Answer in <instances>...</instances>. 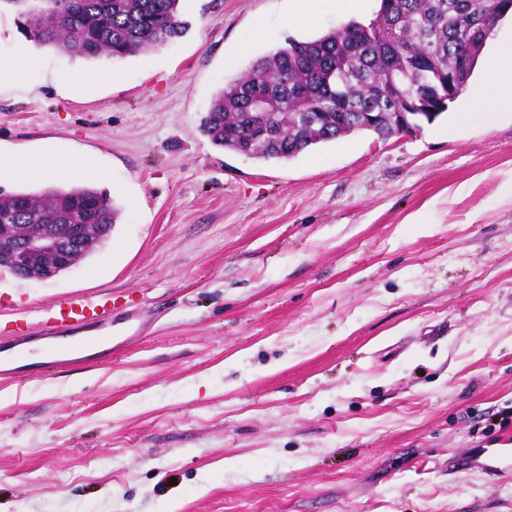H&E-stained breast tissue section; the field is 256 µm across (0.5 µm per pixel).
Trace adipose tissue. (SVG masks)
<instances>
[{"instance_id":"1","label":"adipose tissue","mask_w":512,"mask_h":512,"mask_svg":"<svg viewBox=\"0 0 512 512\" xmlns=\"http://www.w3.org/2000/svg\"><path fill=\"white\" fill-rule=\"evenodd\" d=\"M484 78L469 90L471 101L480 109L485 123H493L498 112L512 111V51L487 54L482 61ZM88 180L104 178L94 159L64 153L45 152L31 155L0 153V177L53 183L72 176Z\"/></svg>"}]
</instances>
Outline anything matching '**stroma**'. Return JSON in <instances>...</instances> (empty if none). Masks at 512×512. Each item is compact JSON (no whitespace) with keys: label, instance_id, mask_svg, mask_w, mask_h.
Instances as JSON below:
<instances>
[{"label":"stroma","instance_id":"1","mask_svg":"<svg viewBox=\"0 0 512 512\" xmlns=\"http://www.w3.org/2000/svg\"><path fill=\"white\" fill-rule=\"evenodd\" d=\"M292 7L181 0L182 38L97 60L0 10V151L92 155L118 210L58 276L0 273V344L85 294L142 323L107 358L0 383V512H512V480L466 464L512 441V112L461 121L463 93L286 162L214 145L227 81L346 21L306 0L291 30Z\"/></svg>","mask_w":512,"mask_h":512}]
</instances>
